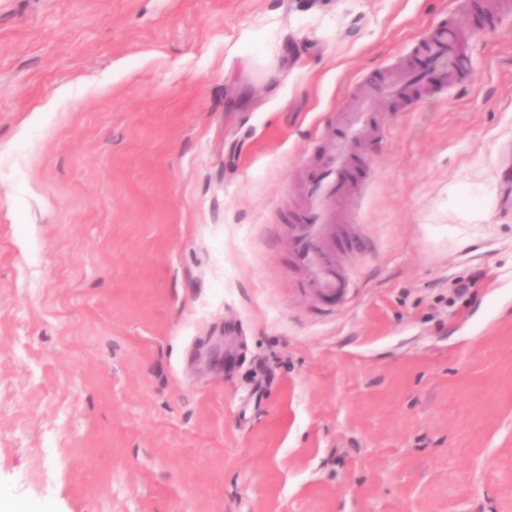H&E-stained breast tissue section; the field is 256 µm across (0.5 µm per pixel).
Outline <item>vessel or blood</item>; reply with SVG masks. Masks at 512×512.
<instances>
[{"instance_id": "vessel-or-blood-1", "label": "vessel or blood", "mask_w": 512, "mask_h": 512, "mask_svg": "<svg viewBox=\"0 0 512 512\" xmlns=\"http://www.w3.org/2000/svg\"><path fill=\"white\" fill-rule=\"evenodd\" d=\"M457 55V43L447 31H440L425 45L423 56L445 62ZM432 75L416 71L401 76L387 93L403 98L414 83H429ZM344 134L341 138L323 137L318 157L311 167L305 200L288 226L289 255L304 285L318 300L326 304L348 302L354 280L339 257L348 253L357 240L354 225L336 221V200L345 187L340 170L354 167L359 157L357 143L380 136L382 127L369 100H358L350 112L344 113Z\"/></svg>"}]
</instances>
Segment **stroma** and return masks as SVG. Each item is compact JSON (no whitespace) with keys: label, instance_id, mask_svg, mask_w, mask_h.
Returning <instances> with one entry per match:
<instances>
[{"label":"stroma","instance_id":"stroma-1","mask_svg":"<svg viewBox=\"0 0 512 512\" xmlns=\"http://www.w3.org/2000/svg\"><path fill=\"white\" fill-rule=\"evenodd\" d=\"M498 2L0 0V512H512ZM365 93L326 307L284 223ZM445 29L443 28L426 43L423 49L425 59H433L448 64V59H454L457 56L456 39L449 35ZM434 72L445 75L447 73V69L446 67L444 69H435ZM434 72H426L425 70H422L420 72L415 71L411 74L403 75L387 89L386 94L396 98L406 97L414 83L422 82L428 84Z\"/></svg>","mask_w":512,"mask_h":512}]
</instances>
